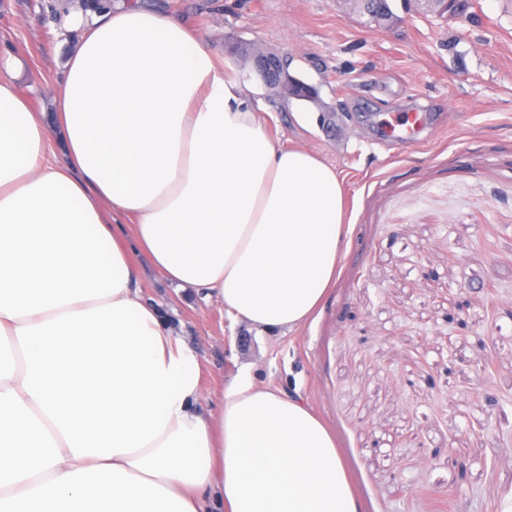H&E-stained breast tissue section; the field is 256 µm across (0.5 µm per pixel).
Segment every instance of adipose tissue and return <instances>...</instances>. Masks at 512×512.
<instances>
[{"mask_svg":"<svg viewBox=\"0 0 512 512\" xmlns=\"http://www.w3.org/2000/svg\"><path fill=\"white\" fill-rule=\"evenodd\" d=\"M67 153L0 72V512H362L308 406L199 364L133 285L140 249L258 331L296 329L343 257L335 168L277 147L175 17L118 0L54 91Z\"/></svg>","mask_w":512,"mask_h":512,"instance_id":"obj_1","label":"adipose tissue"}]
</instances>
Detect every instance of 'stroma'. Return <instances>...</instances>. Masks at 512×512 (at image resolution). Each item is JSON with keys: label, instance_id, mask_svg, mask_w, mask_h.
Wrapping results in <instances>:
<instances>
[{"label": "stroma", "instance_id": "35a3bbf8", "mask_svg": "<svg viewBox=\"0 0 512 512\" xmlns=\"http://www.w3.org/2000/svg\"><path fill=\"white\" fill-rule=\"evenodd\" d=\"M112 3L0 0V71L16 72L46 125L81 20ZM164 6L267 108L277 146L336 167L350 218L321 312L289 333L233 321L135 254L141 297L198 357L203 406L219 409L249 373L324 420L364 512H429V498L447 496L454 512H495L512 494V0H471L448 18L392 0L386 28L338 0ZM250 42L287 55L315 100L269 91L233 51ZM413 110L433 119L399 146L385 125ZM298 112L320 118L304 127ZM463 297L460 334L446 316Z\"/></svg>", "mask_w": 512, "mask_h": 512}]
</instances>
